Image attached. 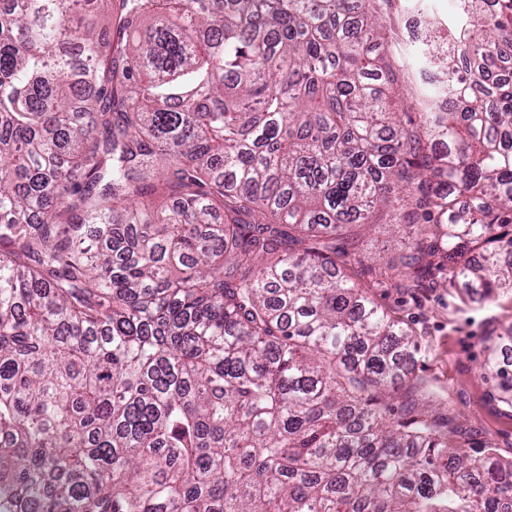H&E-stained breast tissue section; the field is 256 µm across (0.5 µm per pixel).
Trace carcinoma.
<instances>
[{
    "label": "carcinoma",
    "instance_id": "cac0c4a2",
    "mask_svg": "<svg viewBox=\"0 0 512 512\" xmlns=\"http://www.w3.org/2000/svg\"><path fill=\"white\" fill-rule=\"evenodd\" d=\"M93 2L0 0V512H512L347 273L385 218L396 287L512 296V0L411 130L393 0Z\"/></svg>",
    "mask_w": 512,
    "mask_h": 512
}]
</instances>
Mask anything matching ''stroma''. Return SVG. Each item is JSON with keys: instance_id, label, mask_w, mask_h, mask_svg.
Returning a JSON list of instances; mask_svg holds the SVG:
<instances>
[{"instance_id": "obj_1", "label": "stroma", "mask_w": 512, "mask_h": 512, "mask_svg": "<svg viewBox=\"0 0 512 512\" xmlns=\"http://www.w3.org/2000/svg\"><path fill=\"white\" fill-rule=\"evenodd\" d=\"M455 9V0H394L393 21L415 16L423 29L421 39L402 40L397 51L405 63L399 82L402 100L428 92L419 79L417 47L423 40L440 44ZM358 283L390 315L414 329L419 351L410 369L442 387L472 446L489 443L502 458L512 459V406L498 399L482 371L488 338L512 325V297L481 303L465 289L441 287L409 294L371 274L361 275Z\"/></svg>"}]
</instances>
